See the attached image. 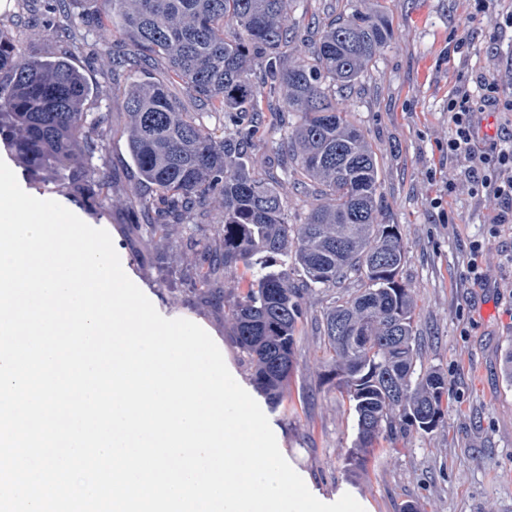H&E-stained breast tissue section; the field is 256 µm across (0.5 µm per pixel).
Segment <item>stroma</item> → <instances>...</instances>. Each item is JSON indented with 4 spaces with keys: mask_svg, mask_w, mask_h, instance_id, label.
Returning <instances> with one entry per match:
<instances>
[{
    "mask_svg": "<svg viewBox=\"0 0 512 512\" xmlns=\"http://www.w3.org/2000/svg\"><path fill=\"white\" fill-rule=\"evenodd\" d=\"M366 14L391 9L394 38L347 106L366 131L383 171L382 214L397 225L406 246L404 279L415 291L418 362L448 377L444 423L429 434L381 443L365 465L349 453L355 421L345 397L323 364V338L315 322L331 299L319 293L307 302L308 316L295 351L292 378L282 403L266 415L278 428L290 465L327 501L351 494L368 512H512V388L502 377V359L512 341V224L500 237L488 235L495 205L467 190L447 191L448 97L460 84L485 74L507 79L512 30L496 19L503 0L476 11L473 0H354ZM72 64L91 89L88 111L109 115L101 162L112 179L103 211L56 191L44 176L23 168L0 147V160L20 187L53 199L88 225L110 234L127 276L169 319L204 328L224 348L238 379L250 383L224 315L194 305L183 277L163 282L165 265L181 254L163 255L128 234L126 191L128 113L122 89L127 76L103 67L94 40H64ZM485 244L484 272L473 283L468 265L473 241Z\"/></svg>",
    "mask_w": 512,
    "mask_h": 512,
    "instance_id": "1",
    "label": "stroma"
}]
</instances>
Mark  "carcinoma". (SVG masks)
I'll list each match as a JSON object with an SVG mask.
<instances>
[{
	"label": "carcinoma",
	"mask_w": 512,
	"mask_h": 512,
	"mask_svg": "<svg viewBox=\"0 0 512 512\" xmlns=\"http://www.w3.org/2000/svg\"><path fill=\"white\" fill-rule=\"evenodd\" d=\"M52 0L66 25L96 38L126 84L128 154L135 173L126 204L132 230L169 249L170 228L186 226L179 248L198 305L224 313L253 369V383L282 402L306 319V298L345 290L323 310L327 362L353 411L355 455L381 442L428 434L445 421L448 379L417 367L415 294L404 280L398 226L380 216L382 170L364 131L342 106L393 38L387 14L327 8L309 41L289 21L292 0ZM165 63L168 79L149 66ZM224 114L211 130L185 110L169 83ZM90 88L67 59L24 56L0 25V139L68 193L110 189L93 162L107 113L85 111ZM270 112L288 134L262 172L251 146ZM309 202L305 220L288 216V193ZM224 223L211 224L213 210ZM243 287L224 293V279Z\"/></svg>",
	"instance_id": "cac0c4a2"
}]
</instances>
